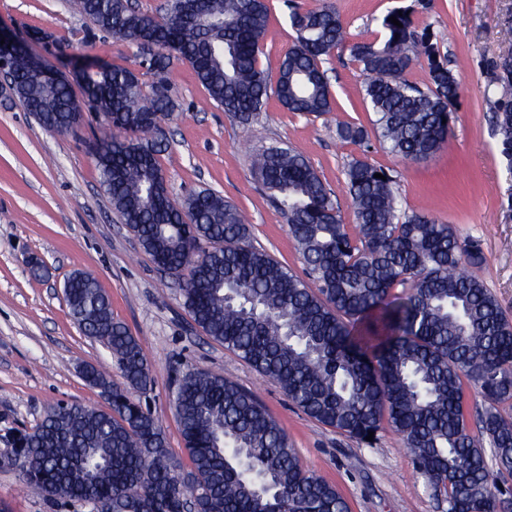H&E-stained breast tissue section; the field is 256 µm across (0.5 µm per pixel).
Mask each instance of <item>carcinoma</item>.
<instances>
[{
  "label": "carcinoma",
  "instance_id": "carcinoma-1",
  "mask_svg": "<svg viewBox=\"0 0 512 512\" xmlns=\"http://www.w3.org/2000/svg\"><path fill=\"white\" fill-rule=\"evenodd\" d=\"M70 4L96 30L154 47L140 61L151 84L124 67L99 64L81 89L105 118L93 159L112 208L153 262L180 282L194 324L322 425L360 440L386 428L400 436L446 512H498L490 466L512 475V416L500 410L512 402V319L472 273L483 262L479 245L425 212L403 210L393 177L361 159L346 167L355 224L343 223L307 157L275 142L256 150L252 170L286 221L304 263L299 275L249 242L245 215L219 192L173 201L160 163L175 63L187 64L241 123L272 97L290 112L320 117L333 111L323 63L340 48L367 75L364 102L375 115V137L403 159L435 155L446 142L461 79L414 21L431 0L388 12L383 40L351 44L335 10L292 9L295 43L274 82L259 61L266 0H183L160 17L130 0ZM6 56L25 110L46 129L67 131L81 112L72 84L36 77L18 52ZM422 64L430 76L424 88L406 78ZM486 78L512 172V138L505 136L512 129V43L489 62ZM340 136L368 142L362 127L345 125ZM65 300L80 329L112 352L124 384L87 366L85 381L109 394L110 411L50 405L0 467L46 499L63 487L67 499L91 500L109 512H349L335 485L303 468L286 432L252 393L207 371L184 375L172 392L192 465L182 472L158 421L129 395L131 388L152 391L139 341L112 317L93 275L73 273ZM472 389L484 401L475 412Z\"/></svg>",
  "mask_w": 512,
  "mask_h": 512
}]
</instances>
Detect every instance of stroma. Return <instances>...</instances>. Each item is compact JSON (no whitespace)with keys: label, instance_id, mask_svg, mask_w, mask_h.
I'll use <instances>...</instances> for the list:
<instances>
[{"label":"stroma","instance_id":"1","mask_svg":"<svg viewBox=\"0 0 512 512\" xmlns=\"http://www.w3.org/2000/svg\"><path fill=\"white\" fill-rule=\"evenodd\" d=\"M331 5L349 42L381 36V20L413 0H268L269 17L260 64L276 73L292 48L289 14ZM430 28L448 66L462 84L444 148L424 161L401 159L379 142L341 139L339 124L370 127L363 101L366 79L348 50L325 62L334 110L314 118L270 101L257 119L242 124L209 98L188 65L174 69V116L162 122L166 150L160 157L173 200L212 189L249 221L252 244L294 272L303 264L283 216L257 185L252 150L284 141L301 150L332 192L343 223L354 224L345 169L355 158L381 166L394 177L406 210L428 213L476 241L484 262L475 273L512 316V172L497 151L493 112L486 102L485 65L512 43V0H434L416 13ZM0 24L24 41L28 53L63 73L83 63L106 62L138 69L135 45L111 38L74 14L68 0H0ZM35 28L48 42L28 40ZM103 126L95 112L64 133L44 129L17 98L0 88V454L20 433L33 431L48 406L61 400L106 408L99 389L81 369L92 365L121 382L110 350L85 336L71 318L65 278L76 269L94 275L151 364L153 390L146 400L163 427L170 456L183 469L184 450L171 401L176 377L198 369L227 377L254 392L287 431L304 467L335 484L350 512H445L444 504L417 473L410 451L392 431L372 443L336 432L304 414L281 388L237 354L208 339L184 309L177 285L146 254L122 224L100 184L91 155ZM37 260L32 273L28 260ZM0 512H90L61 504L22 484L0 468Z\"/></svg>","mask_w":512,"mask_h":512}]
</instances>
